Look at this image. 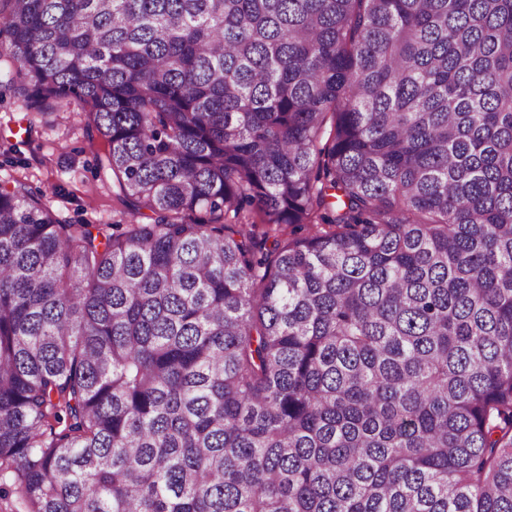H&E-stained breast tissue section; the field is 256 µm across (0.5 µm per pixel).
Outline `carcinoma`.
<instances>
[{
  "mask_svg": "<svg viewBox=\"0 0 512 512\" xmlns=\"http://www.w3.org/2000/svg\"><path fill=\"white\" fill-rule=\"evenodd\" d=\"M0 50L130 217L0 186L29 512H512V0H0Z\"/></svg>",
  "mask_w": 512,
  "mask_h": 512,
  "instance_id": "obj_1",
  "label": "carcinoma"
}]
</instances>
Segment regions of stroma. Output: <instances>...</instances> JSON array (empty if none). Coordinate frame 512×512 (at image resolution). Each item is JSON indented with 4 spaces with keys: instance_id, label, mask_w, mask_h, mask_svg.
I'll use <instances>...</instances> for the list:
<instances>
[{
    "instance_id": "stroma-1",
    "label": "stroma",
    "mask_w": 512,
    "mask_h": 512,
    "mask_svg": "<svg viewBox=\"0 0 512 512\" xmlns=\"http://www.w3.org/2000/svg\"><path fill=\"white\" fill-rule=\"evenodd\" d=\"M12 68L0 57V184L24 182L65 221L127 223L111 180L97 166L104 146L88 130L82 104L44 115L27 109L8 82Z\"/></svg>"
}]
</instances>
